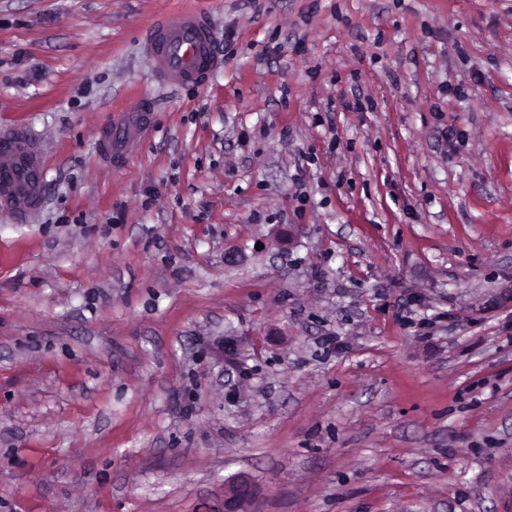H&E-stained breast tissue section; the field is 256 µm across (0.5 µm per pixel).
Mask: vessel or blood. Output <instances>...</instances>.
I'll return each instance as SVG.
<instances>
[{
    "label": "vessel or blood",
    "instance_id": "obj_1",
    "mask_svg": "<svg viewBox=\"0 0 512 512\" xmlns=\"http://www.w3.org/2000/svg\"><path fill=\"white\" fill-rule=\"evenodd\" d=\"M143 50L150 57L155 79L167 87L201 86L221 64L210 17L196 9L154 25ZM149 99H140L128 117L115 122L101 137L104 158L120 165L144 131ZM44 163L40 148L21 130L0 133V205L24 218L41 205Z\"/></svg>",
    "mask_w": 512,
    "mask_h": 512
}]
</instances>
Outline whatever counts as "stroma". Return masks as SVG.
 Returning <instances> with one entry per match:
<instances>
[{"label": "stroma", "mask_w": 512, "mask_h": 512, "mask_svg": "<svg viewBox=\"0 0 512 512\" xmlns=\"http://www.w3.org/2000/svg\"><path fill=\"white\" fill-rule=\"evenodd\" d=\"M186 7L224 63L161 92ZM18 126L0 512H512V0H0ZM151 111L148 98H141L128 117L115 122L112 129L101 137V150L104 159L112 160V165H120L138 142L144 131L146 114ZM42 151L20 129L0 133V205L19 218L41 205L44 180ZM252 496V483L248 478L240 477L225 482L222 512H247L246 505Z\"/></svg>", "instance_id": "stroma-1"}]
</instances>
